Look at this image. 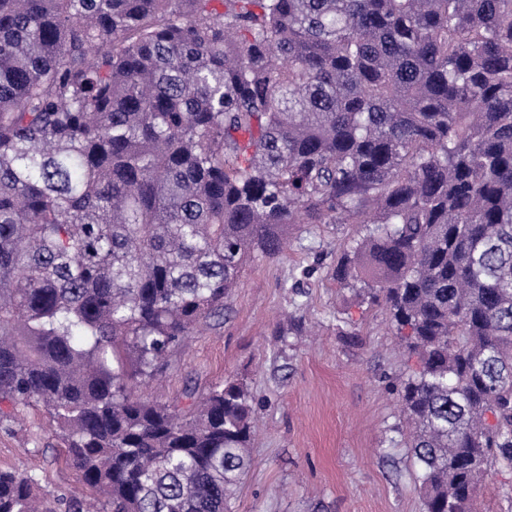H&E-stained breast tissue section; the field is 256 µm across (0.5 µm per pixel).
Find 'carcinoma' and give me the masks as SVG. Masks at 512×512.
<instances>
[{
	"instance_id": "obj_1",
	"label": "carcinoma",
	"mask_w": 512,
	"mask_h": 512,
	"mask_svg": "<svg viewBox=\"0 0 512 512\" xmlns=\"http://www.w3.org/2000/svg\"><path fill=\"white\" fill-rule=\"evenodd\" d=\"M291 224L417 368L424 512L512 467V0H0V424L41 407L92 512H231L250 393L146 397ZM85 512L0 470V512Z\"/></svg>"
}]
</instances>
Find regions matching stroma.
Instances as JSON below:
<instances>
[{
	"mask_svg": "<svg viewBox=\"0 0 512 512\" xmlns=\"http://www.w3.org/2000/svg\"><path fill=\"white\" fill-rule=\"evenodd\" d=\"M354 224H294L284 257L242 270L212 319L167 357L151 399L184 403L239 380L253 395V460L233 512H423L398 431L397 390L412 369L383 310L331 277ZM0 426V470L30 468L58 497L79 491L43 409ZM478 512H512V468L495 465Z\"/></svg>",
	"mask_w": 512,
	"mask_h": 512,
	"instance_id": "35a3bbf8",
	"label": "stroma"
}]
</instances>
